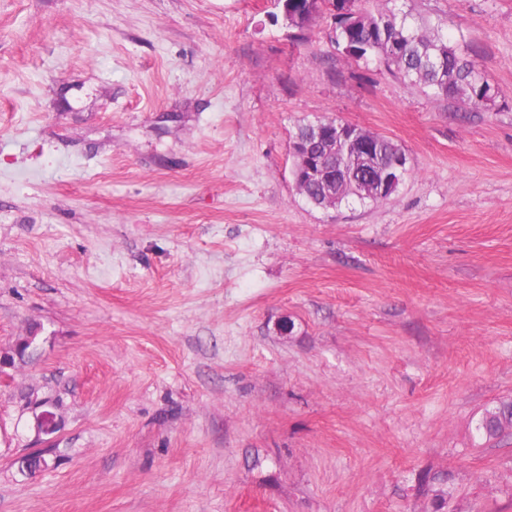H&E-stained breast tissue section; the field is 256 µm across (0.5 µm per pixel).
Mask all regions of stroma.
<instances>
[{"label": "stroma", "mask_w": 512, "mask_h": 512, "mask_svg": "<svg viewBox=\"0 0 512 512\" xmlns=\"http://www.w3.org/2000/svg\"><path fill=\"white\" fill-rule=\"evenodd\" d=\"M379 5L494 102L274 0H0V352L38 332L0 374V512H512V436L473 437L512 397V0ZM327 118L403 146L390 199L306 203L289 141ZM341 1L354 2L372 24L371 29L362 27L351 31L341 12L342 5L330 3L334 10L326 9L332 20L326 36L347 60L366 64L375 61L412 88L430 92L437 98L483 104L480 99L486 94V75L468 58L467 49L459 42H451L439 33L432 35L423 27L411 24L405 14L361 9L356 4L358 0ZM353 41L360 44L351 46ZM392 46L398 49L397 57L391 54Z\"/></svg>", "instance_id": "stroma-1"}]
</instances>
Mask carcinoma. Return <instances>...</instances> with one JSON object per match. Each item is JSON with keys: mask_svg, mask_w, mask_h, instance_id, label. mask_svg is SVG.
<instances>
[{"mask_svg": "<svg viewBox=\"0 0 512 512\" xmlns=\"http://www.w3.org/2000/svg\"><path fill=\"white\" fill-rule=\"evenodd\" d=\"M331 24L326 36L331 45L349 61H375L416 89L437 98L478 105L486 94L485 73L469 59L467 49L441 34H431L413 25L405 14L393 11L366 10L372 28L352 31L342 6L327 8ZM331 165L339 169L336 195L340 203H374L376 199L356 194L354 181L359 175L342 171L345 159L338 156ZM478 436L495 441L512 435V400H501L487 407L476 423Z\"/></svg>", "mask_w": 512, "mask_h": 512, "instance_id": "carcinoma-1", "label": "carcinoma"}]
</instances>
